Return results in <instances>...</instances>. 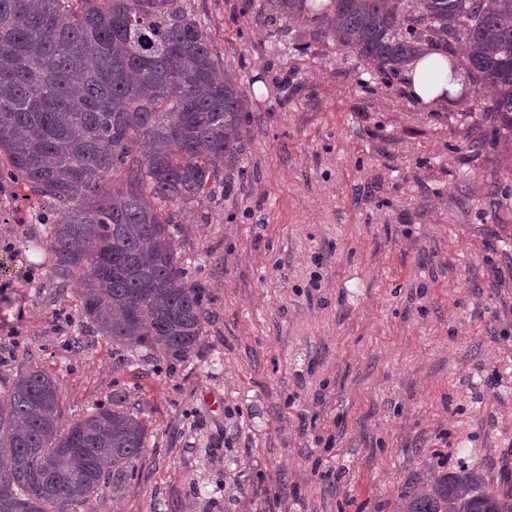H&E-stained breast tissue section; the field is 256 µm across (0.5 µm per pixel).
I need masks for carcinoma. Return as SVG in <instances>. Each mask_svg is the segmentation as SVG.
<instances>
[{
    "mask_svg": "<svg viewBox=\"0 0 512 512\" xmlns=\"http://www.w3.org/2000/svg\"><path fill=\"white\" fill-rule=\"evenodd\" d=\"M314 39L397 74L430 44L464 55L477 106L512 129V0H262ZM182 0H0V153L48 203L57 287L112 342L186 359L204 336L202 287L186 284L174 209L232 192L249 139L247 96ZM0 411V512H91L144 448L115 397L63 424L59 388L30 367ZM403 512H512V490L437 471L402 488Z\"/></svg>",
    "mask_w": 512,
    "mask_h": 512,
    "instance_id": "cac0c4a2",
    "label": "carcinoma"
}]
</instances>
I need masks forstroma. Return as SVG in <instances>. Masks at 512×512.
<instances>
[{
    "instance_id": "stroma-1",
    "label": "stroma",
    "mask_w": 512,
    "mask_h": 512,
    "mask_svg": "<svg viewBox=\"0 0 512 512\" xmlns=\"http://www.w3.org/2000/svg\"><path fill=\"white\" fill-rule=\"evenodd\" d=\"M248 98L231 194L177 211L205 331L170 362L58 288L0 153V407L36 366L64 420L120 397L145 447L92 512H402L430 469L512 488V131L413 101L245 0H184Z\"/></svg>"
}]
</instances>
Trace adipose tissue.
<instances>
[{"label": "adipose tissue", "instance_id": "obj_1", "mask_svg": "<svg viewBox=\"0 0 512 512\" xmlns=\"http://www.w3.org/2000/svg\"><path fill=\"white\" fill-rule=\"evenodd\" d=\"M405 82L407 93L415 101L437 107L458 97L469 77L461 57L426 48L408 64Z\"/></svg>", "mask_w": 512, "mask_h": 512}]
</instances>
